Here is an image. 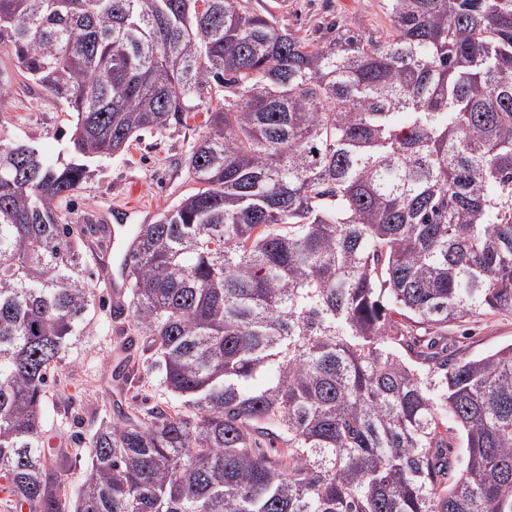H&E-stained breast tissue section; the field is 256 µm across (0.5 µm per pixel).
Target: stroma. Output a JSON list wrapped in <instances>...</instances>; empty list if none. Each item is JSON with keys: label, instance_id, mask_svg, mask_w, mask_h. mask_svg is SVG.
Segmentation results:
<instances>
[{"label": "stroma", "instance_id": "stroma-1", "mask_svg": "<svg viewBox=\"0 0 512 512\" xmlns=\"http://www.w3.org/2000/svg\"><path fill=\"white\" fill-rule=\"evenodd\" d=\"M241 5L251 12H273L280 26L309 42L345 25L366 37L391 30L379 0H241ZM0 80L11 87L9 97L0 101V132L37 144L50 160L65 157L73 127L65 103L47 98L1 50ZM204 120L200 113L187 126L142 134L124 152L93 161L91 179L65 204L71 220L80 225L153 223L193 188L185 159L208 132ZM86 278L97 295L95 316L77 348L55 371L59 384L47 395L44 420L53 443L70 453L83 451L85 438L112 415L115 405L146 408L172 401L142 352L134 354L128 381L113 379L121 326L112 319L109 290L95 267H88ZM448 342L467 356L512 344V315L484 312L449 327Z\"/></svg>", "mask_w": 512, "mask_h": 512}]
</instances>
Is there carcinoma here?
Instances as JSON below:
<instances>
[{"label":"carcinoma","instance_id":"carcinoma-1","mask_svg":"<svg viewBox=\"0 0 512 512\" xmlns=\"http://www.w3.org/2000/svg\"><path fill=\"white\" fill-rule=\"evenodd\" d=\"M311 44L239 0H0V49L77 114L69 161L0 135V492L29 512H512V0H381ZM206 113L193 191L138 230L126 316L179 405L45 447L91 322L60 204ZM280 448H266L264 441ZM462 467H457V455ZM448 327V343L464 356L493 351L512 343V315L486 311L461 326Z\"/></svg>","mask_w":512,"mask_h":512}]
</instances>
